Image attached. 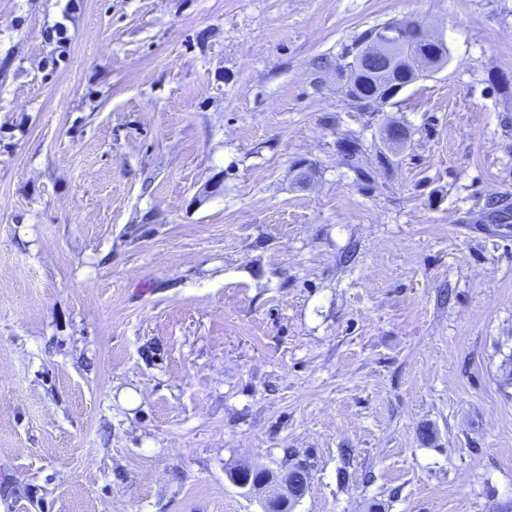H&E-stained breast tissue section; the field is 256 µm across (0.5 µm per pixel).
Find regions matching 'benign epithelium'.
I'll list each match as a JSON object with an SVG mask.
<instances>
[{
    "mask_svg": "<svg viewBox=\"0 0 512 512\" xmlns=\"http://www.w3.org/2000/svg\"><path fill=\"white\" fill-rule=\"evenodd\" d=\"M426 33L428 30L419 22L400 20L389 30L351 45L349 57L357 62V66L384 77L406 60L402 48L407 45L410 37ZM305 485L302 479L289 483L283 478L276 480L271 477L255 487L241 484L239 488L257 494L262 512H288V506L303 495Z\"/></svg>",
    "mask_w": 512,
    "mask_h": 512,
    "instance_id": "7a95c632",
    "label": "benign epithelium"
}]
</instances>
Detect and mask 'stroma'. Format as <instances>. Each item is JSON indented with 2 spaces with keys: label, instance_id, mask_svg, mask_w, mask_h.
<instances>
[{
  "label": "stroma",
  "instance_id": "stroma-1",
  "mask_svg": "<svg viewBox=\"0 0 512 512\" xmlns=\"http://www.w3.org/2000/svg\"><path fill=\"white\" fill-rule=\"evenodd\" d=\"M396 19L448 64L355 111ZM493 197L512 0H0V512H260L232 473L295 464L292 512H512Z\"/></svg>",
  "mask_w": 512,
  "mask_h": 512
}]
</instances>
